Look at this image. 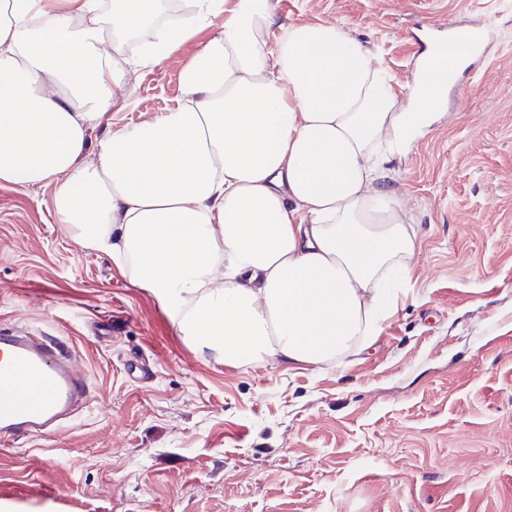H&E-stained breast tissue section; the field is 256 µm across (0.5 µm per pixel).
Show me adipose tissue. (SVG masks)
I'll use <instances>...</instances> for the list:
<instances>
[{"label":"adipose tissue","instance_id":"1","mask_svg":"<svg viewBox=\"0 0 512 512\" xmlns=\"http://www.w3.org/2000/svg\"><path fill=\"white\" fill-rule=\"evenodd\" d=\"M158 0H0V182L56 184L78 240L123 262L184 335L225 364L319 365L380 331L409 271L413 218L386 162L437 120L433 47L402 105L394 77L332 23L275 43L271 0H192L135 67L222 17L182 72L185 102L79 157L123 91L122 35Z\"/></svg>","mask_w":512,"mask_h":512}]
</instances>
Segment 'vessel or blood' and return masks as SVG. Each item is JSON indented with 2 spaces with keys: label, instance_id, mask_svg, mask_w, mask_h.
<instances>
[{
  "label": "vessel or blood",
  "instance_id": "vessel-or-blood-1",
  "mask_svg": "<svg viewBox=\"0 0 512 512\" xmlns=\"http://www.w3.org/2000/svg\"><path fill=\"white\" fill-rule=\"evenodd\" d=\"M83 374L55 344L0 331V444L38 433L85 396Z\"/></svg>",
  "mask_w": 512,
  "mask_h": 512
}]
</instances>
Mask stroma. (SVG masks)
<instances>
[{"mask_svg": "<svg viewBox=\"0 0 512 512\" xmlns=\"http://www.w3.org/2000/svg\"><path fill=\"white\" fill-rule=\"evenodd\" d=\"M272 2L275 26L349 29L404 100L417 48L450 23L485 33L481 63L389 164L419 234L394 310L327 363L230 366L79 243L55 185L0 183V329L62 341L90 387L69 422L0 445V512H512V0ZM214 32L128 72L83 161L177 107Z\"/></svg>", "mask_w": 512, "mask_h": 512, "instance_id": "obj_1", "label": "stroma"}]
</instances>
